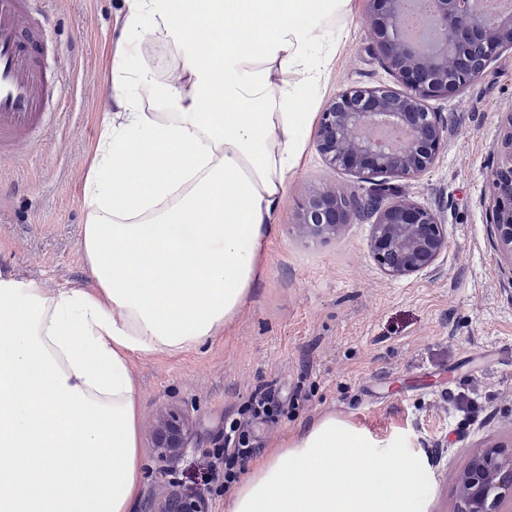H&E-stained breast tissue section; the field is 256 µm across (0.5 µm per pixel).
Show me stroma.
<instances>
[{"instance_id": "obj_1", "label": "stroma", "mask_w": 512, "mask_h": 512, "mask_svg": "<svg viewBox=\"0 0 512 512\" xmlns=\"http://www.w3.org/2000/svg\"><path fill=\"white\" fill-rule=\"evenodd\" d=\"M352 20L321 90L323 101L353 86H396L373 48L371 0H355ZM50 33L43 62L58 74L50 129L0 158V274L48 288L91 286L80 246L83 181L108 109L117 18L124 0H45ZM445 139L432 168L389 183L390 197L433 209L448 249L428 273L395 279L369 251L371 223L353 217L335 238L300 237L301 204L324 184L365 196L370 184L328 167L314 143L287 178L274 216L264 276L238 316L198 350L134 358L138 385L141 497H164L198 477L224 425L245 416L255 390L287 395L254 430L263 450L317 418L334 414L379 435L400 430L430 463L427 512H454L456 479L467 451L512 442V264L491 237L493 149L512 109V50L449 98L427 100ZM461 393L480 413L467 421ZM188 412L195 447L158 478L154 446L160 415Z\"/></svg>"}]
</instances>
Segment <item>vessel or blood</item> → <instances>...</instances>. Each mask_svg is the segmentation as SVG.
<instances>
[{"label":"vessel or blood","mask_w":512,"mask_h":512,"mask_svg":"<svg viewBox=\"0 0 512 512\" xmlns=\"http://www.w3.org/2000/svg\"><path fill=\"white\" fill-rule=\"evenodd\" d=\"M47 26L33 0H0V156L12 154L49 122Z\"/></svg>","instance_id":"obj_1"}]
</instances>
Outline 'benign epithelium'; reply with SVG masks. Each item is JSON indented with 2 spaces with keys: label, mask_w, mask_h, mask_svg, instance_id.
Listing matches in <instances>:
<instances>
[{
  "label": "benign epithelium",
  "mask_w": 512,
  "mask_h": 512,
  "mask_svg": "<svg viewBox=\"0 0 512 512\" xmlns=\"http://www.w3.org/2000/svg\"><path fill=\"white\" fill-rule=\"evenodd\" d=\"M410 0H373V43L385 67L405 89L353 87L340 92L322 112L315 144L326 165L342 168L375 186L367 197L318 188L300 207L303 237H336L355 215L373 216L371 253L389 276L405 278L435 266L448 249L445 225L428 207L388 199L390 179L421 176L433 166L444 126L425 102L448 98L479 77L505 48L512 49V14L489 24L479 0H433L429 46L408 40L398 20ZM493 170L495 198L488 213L491 236L512 261V110ZM154 447L175 462L191 448L189 420L166 413L158 421ZM457 512H502L512 501V448L475 449L457 478ZM142 512H207L199 495L173 490L150 497Z\"/></svg>",
  "instance_id": "benign-epithelium-1"
}]
</instances>
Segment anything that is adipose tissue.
Masks as SVG:
<instances>
[{
    "instance_id": "1",
    "label": "adipose tissue",
    "mask_w": 512,
    "mask_h": 512,
    "mask_svg": "<svg viewBox=\"0 0 512 512\" xmlns=\"http://www.w3.org/2000/svg\"><path fill=\"white\" fill-rule=\"evenodd\" d=\"M352 16L353 0H125L84 183L95 286L0 277V512H133L131 362L198 349L264 276L312 123L300 105ZM429 470L405 433L327 414L255 460L226 512H424Z\"/></svg>"
}]
</instances>
